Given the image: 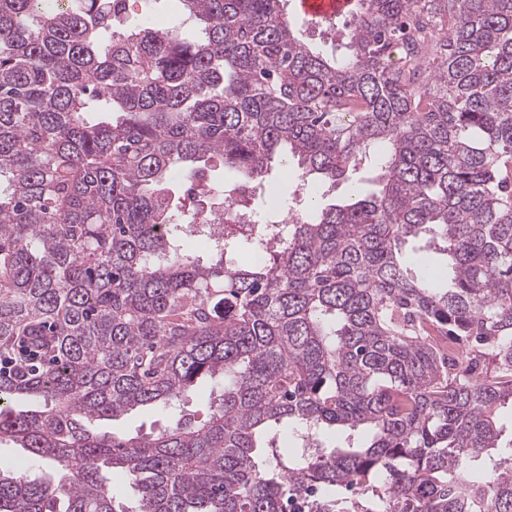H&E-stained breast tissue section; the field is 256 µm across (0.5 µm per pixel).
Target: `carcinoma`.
<instances>
[{"label":"carcinoma","mask_w":512,"mask_h":512,"mask_svg":"<svg viewBox=\"0 0 512 512\" xmlns=\"http://www.w3.org/2000/svg\"><path fill=\"white\" fill-rule=\"evenodd\" d=\"M173 2L155 30L0 0V445L44 470L0 465V512H512V0H355L330 56L286 0ZM284 150L376 188L274 245L248 199L234 234L195 216L212 157L262 185ZM153 406L155 434L95 427Z\"/></svg>","instance_id":"cac0c4a2"}]
</instances>
